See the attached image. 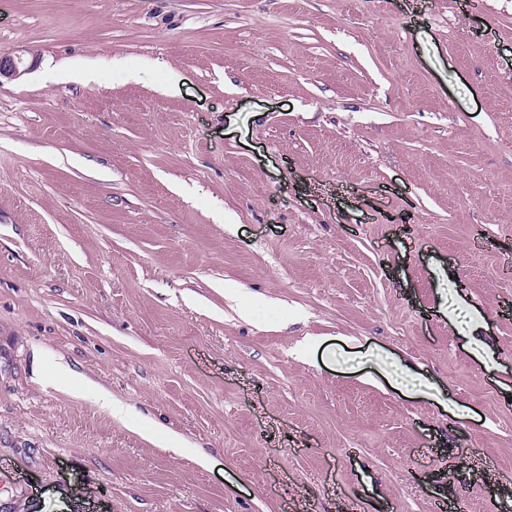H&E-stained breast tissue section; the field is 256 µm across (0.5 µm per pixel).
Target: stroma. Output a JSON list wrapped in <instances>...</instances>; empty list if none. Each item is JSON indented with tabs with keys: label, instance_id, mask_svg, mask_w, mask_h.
Instances as JSON below:
<instances>
[{
	"label": "stroma",
	"instance_id": "35a3bbf8",
	"mask_svg": "<svg viewBox=\"0 0 512 512\" xmlns=\"http://www.w3.org/2000/svg\"><path fill=\"white\" fill-rule=\"evenodd\" d=\"M28 53L0 512L512 507V0H0ZM463 305H465L468 308L469 312L467 309L463 308ZM447 312L448 321L450 323H455V318H457L459 321V316L457 315V312L467 313L466 316H469L467 319L471 324L468 330L469 333H472L473 335L475 331L478 330L479 328L486 330L488 326L485 316H483L476 310L472 311L470 306L467 304L466 299H464V297H461L458 293H456L455 297L450 298V301L448 302ZM382 362L385 367L384 371L386 375H381L387 380L388 384L392 388V381L397 385L398 383L410 384L412 388L416 389L415 391L417 393L424 394L425 397H427L430 401L435 403L443 411L456 416H459V414H462L465 411L469 410L465 406L461 405L450 394L447 395L446 391L444 390L443 386L440 383L434 382L430 378L423 375L422 373L412 370L410 366H407L406 364H401L400 362Z\"/></svg>",
	"mask_w": 512,
	"mask_h": 512
}]
</instances>
